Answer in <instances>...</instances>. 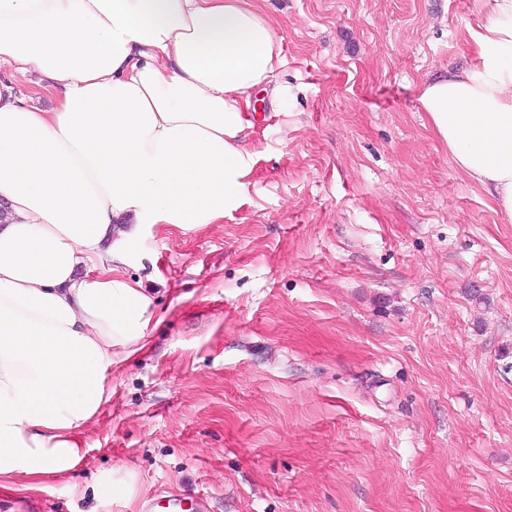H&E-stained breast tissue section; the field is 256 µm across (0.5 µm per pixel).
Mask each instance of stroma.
Returning a JSON list of instances; mask_svg holds the SVG:
<instances>
[{"label": "stroma", "mask_w": 512, "mask_h": 512, "mask_svg": "<svg viewBox=\"0 0 512 512\" xmlns=\"http://www.w3.org/2000/svg\"><path fill=\"white\" fill-rule=\"evenodd\" d=\"M247 202L146 224L155 315L63 476L0 512H512V223L433 133L472 0H264ZM151 512H186L192 510L186 508V498L179 493L164 491L151 499ZM160 509V510H158Z\"/></svg>", "instance_id": "1"}]
</instances>
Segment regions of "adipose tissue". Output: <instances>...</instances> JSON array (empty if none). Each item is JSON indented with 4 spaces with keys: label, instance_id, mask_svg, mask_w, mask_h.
Wrapping results in <instances>:
<instances>
[{
    "label": "adipose tissue",
    "instance_id": "obj_1",
    "mask_svg": "<svg viewBox=\"0 0 512 512\" xmlns=\"http://www.w3.org/2000/svg\"><path fill=\"white\" fill-rule=\"evenodd\" d=\"M474 3L475 63L419 102L512 223V0ZM282 64L259 0H0V68L15 73L0 80L4 492L80 460L113 363L144 350L152 321L126 275L140 225L214 224L244 205L252 94L280 99Z\"/></svg>",
    "mask_w": 512,
    "mask_h": 512
}]
</instances>
